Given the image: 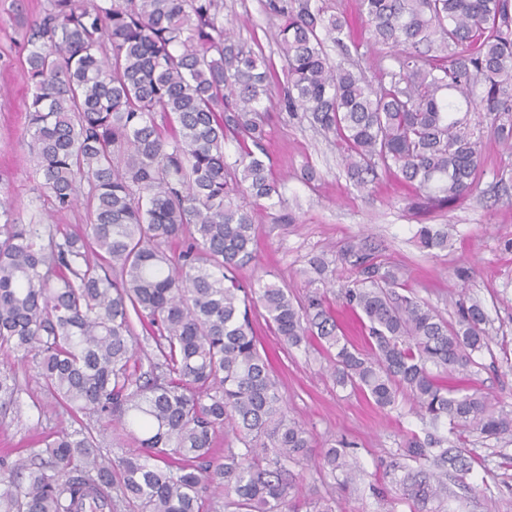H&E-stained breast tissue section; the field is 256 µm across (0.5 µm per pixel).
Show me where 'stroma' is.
I'll use <instances>...</instances> for the list:
<instances>
[{
	"label": "stroma",
	"mask_w": 512,
	"mask_h": 512,
	"mask_svg": "<svg viewBox=\"0 0 512 512\" xmlns=\"http://www.w3.org/2000/svg\"><path fill=\"white\" fill-rule=\"evenodd\" d=\"M42 0H0V201L11 200L22 223L60 224L81 231L84 210L57 211L30 167L29 139L24 134V103L28 93L27 35L19 13L32 14ZM225 21L234 23L245 49H262L268 63L281 67L274 33L278 21L265 0H223ZM333 11L352 19L351 52L370 81L381 75L384 51L370 47L358 17V0H326ZM263 147L282 183L287 223L264 220L258 226L254 259L240 267L236 278L245 284L263 279L287 286L305 297L311 257L337 261L335 287L355 277L340 256L349 243L374 251L379 260L396 265L404 287L427 301L448 321H456L463 297L480 300L493 338L490 352L478 355L472 384L496 409L512 413V151L488 144L487 160L477 188L461 203L435 213L430 221L448 224L447 250L420 248L415 233L419 217L408 209L406 188L382 172L368 192L349 181L333 136L311 127L304 112L289 114L272 108ZM252 322L281 385L288 413L304 423L318 445L346 440L353 446L368 482L343 485L320 478L315 470L299 469L298 494L303 498L334 497L337 512H414L399 485L385 472L400 459V449L422 423L407 397L395 408L381 409L361 394L336 387L320 372L325 355L317 347L286 348L268 328L263 308H254ZM23 391L18 411L9 413L0 429V455L33 456L41 438L68 424L67 416L48 409L37 412L33 397L41 393L34 365L16 368ZM474 459L465 479L449 474L446 512H512V433L496 439L466 436Z\"/></svg>",
	"instance_id": "obj_1"
}]
</instances>
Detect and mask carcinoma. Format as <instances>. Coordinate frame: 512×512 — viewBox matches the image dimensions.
Instances as JSON below:
<instances>
[{"mask_svg": "<svg viewBox=\"0 0 512 512\" xmlns=\"http://www.w3.org/2000/svg\"><path fill=\"white\" fill-rule=\"evenodd\" d=\"M220 0H45L22 19L29 162L57 209L83 202L86 224H21L0 202V354L33 362L45 402L70 424L47 434V460L0 458V512H300L294 466L310 461L344 485L365 479L339 440L314 451L289 419L249 319L259 303L289 347L326 352L337 386L392 408L399 395L425 424L405 442L400 484L416 512H439L448 470L473 458L466 432L512 433V414L458 384L491 351L480 301L450 324L399 292L393 267L357 245L359 278L341 289L362 319L359 348L341 331L324 288L336 268L309 261L305 302L233 272L256 249V224L277 213L281 186L266 161L261 113L302 110L341 142L360 192L377 169L414 191L410 208L464 200L489 140L512 148V0H360L370 40L395 52L378 83L333 61L350 22L323 0H266L279 20L283 75L235 41ZM484 116L489 124L474 121ZM236 143L226 155V141ZM427 250L448 225L421 224ZM155 344L141 371L135 323ZM16 372L0 371V416L16 407ZM229 427L224 455L215 435ZM138 453L108 459L100 437Z\"/></svg>", "mask_w": 512, "mask_h": 512, "instance_id": "cac0c4a2", "label": "carcinoma"}]
</instances>
